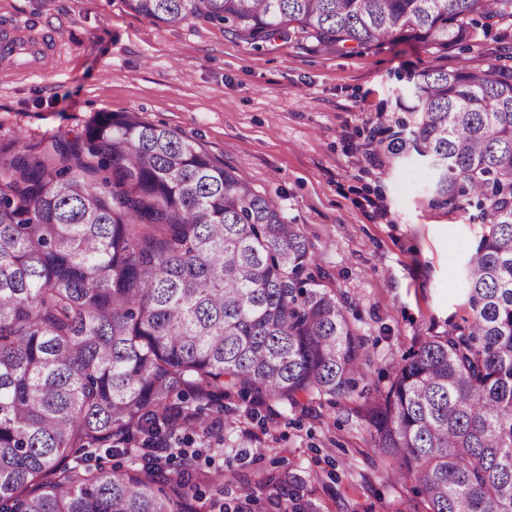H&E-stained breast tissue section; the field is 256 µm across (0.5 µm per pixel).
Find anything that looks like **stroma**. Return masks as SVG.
<instances>
[{
    "label": "stroma",
    "instance_id": "1",
    "mask_svg": "<svg viewBox=\"0 0 512 512\" xmlns=\"http://www.w3.org/2000/svg\"><path fill=\"white\" fill-rule=\"evenodd\" d=\"M22 26L51 49L44 70L0 62V142L38 144L101 112H136L191 139L302 225L314 264L368 339L360 388L383 393L394 367L428 336L466 325L464 273L486 225L468 201L428 204L432 172L395 166L379 142L410 105L411 75L512 65V21L440 51L402 38L317 51L295 37L256 48L221 25L152 22L125 0H0V29ZM385 217H378L377 208ZM237 414L246 443L202 449L193 512H416L412 484L387 474L363 397ZM207 406L203 422L224 420Z\"/></svg>",
    "mask_w": 512,
    "mask_h": 512
}]
</instances>
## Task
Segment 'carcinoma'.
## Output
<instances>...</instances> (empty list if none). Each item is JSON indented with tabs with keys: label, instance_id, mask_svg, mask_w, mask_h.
<instances>
[{
	"label": "carcinoma",
	"instance_id": "obj_1",
	"mask_svg": "<svg viewBox=\"0 0 512 512\" xmlns=\"http://www.w3.org/2000/svg\"><path fill=\"white\" fill-rule=\"evenodd\" d=\"M174 25L247 42L286 29L322 50L401 33L439 50L512 19V0H127ZM413 129L384 146L433 170L428 203L476 200L487 231L467 262L468 325L394 367L367 423L424 512H512V67L419 74ZM304 229L177 132L101 112L36 145L0 143V512H189L194 471L74 462L165 433L174 404L347 398L367 339Z\"/></svg>",
	"mask_w": 512,
	"mask_h": 512
}]
</instances>
